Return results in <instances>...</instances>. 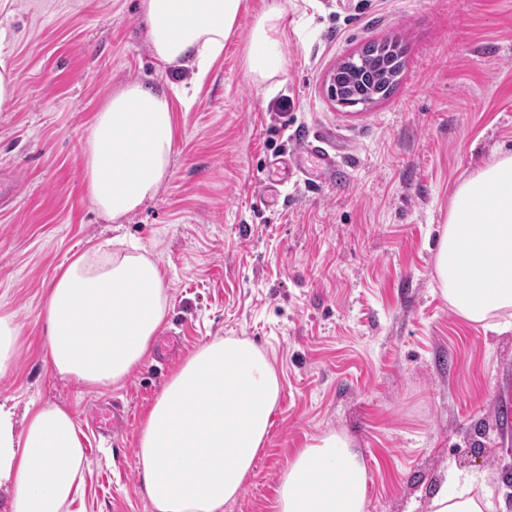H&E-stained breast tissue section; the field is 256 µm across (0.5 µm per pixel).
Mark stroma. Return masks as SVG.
Masks as SVG:
<instances>
[{
  "label": "stroma",
  "instance_id": "1",
  "mask_svg": "<svg viewBox=\"0 0 512 512\" xmlns=\"http://www.w3.org/2000/svg\"><path fill=\"white\" fill-rule=\"evenodd\" d=\"M273 5L284 70L257 84L250 33ZM391 36L404 52L392 94L337 105L336 65ZM0 60L18 81L0 112V309L21 328L0 399L75 417L87 465L72 512H151L136 472L144 416L180 365L221 337L262 351L281 383L255 472L224 512H275L295 453L330 431L364 455L365 512H430L451 470L483 473L494 512H512V420H499L512 404V325L465 320L435 278L453 189L512 152V0H245L201 78L154 56L144 0H14L0 12ZM131 82L189 96L172 99L168 178L111 224L86 195L81 137ZM323 128L335 183L298 171L279 183L275 156ZM117 236L163 269L161 332L180 349L88 390L46 364L40 311L61 265ZM101 403L129 416L108 440L88 421Z\"/></svg>",
  "mask_w": 512,
  "mask_h": 512
}]
</instances>
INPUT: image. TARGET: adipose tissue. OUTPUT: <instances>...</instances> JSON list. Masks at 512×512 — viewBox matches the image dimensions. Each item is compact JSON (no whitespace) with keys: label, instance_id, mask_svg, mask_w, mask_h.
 <instances>
[{"label":"adipose tissue","instance_id":"1","mask_svg":"<svg viewBox=\"0 0 512 512\" xmlns=\"http://www.w3.org/2000/svg\"><path fill=\"white\" fill-rule=\"evenodd\" d=\"M150 43L162 62L204 74L238 29L244 0H146ZM278 6L256 20L248 72L283 67ZM175 114L166 92L139 82L112 93L83 136L86 192L117 222L153 198L169 175ZM443 297L470 322L512 316V153L478 166L452 196L437 243ZM169 308L160 265L139 249L100 242L60 266L41 316L45 360L87 387L121 384L147 357ZM280 380L264 353L225 337L199 347L173 374L143 423L136 464L152 512H224L253 475ZM83 434L72 413L0 399V512H70L84 485ZM361 451L330 432L297 451L277 512H365ZM494 492L457 473L434 493L431 512H491Z\"/></svg>","mask_w":512,"mask_h":512}]
</instances>
